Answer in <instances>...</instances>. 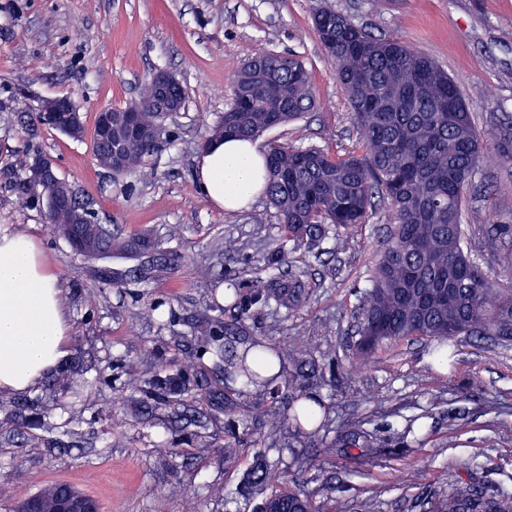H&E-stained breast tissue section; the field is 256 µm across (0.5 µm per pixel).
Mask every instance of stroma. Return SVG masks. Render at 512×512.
Returning a JSON list of instances; mask_svg holds the SVG:
<instances>
[{
  "mask_svg": "<svg viewBox=\"0 0 512 512\" xmlns=\"http://www.w3.org/2000/svg\"><path fill=\"white\" fill-rule=\"evenodd\" d=\"M322 6L435 60L458 83L479 131L512 115V0H0V226L34 236L58 271L69 347L88 368L77 381L55 370L30 391L0 393V512L55 483L90 495L101 512H260L264 497L248 484L262 462L287 471V488L312 493L326 512H427L457 480L512 490V347L458 338L440 365L430 360L433 341L393 340L339 388L318 383L330 428L368 419L380 425L381 450L364 464L327 457L320 467L298 468L285 451L300 441L291 428L279 449L240 448L228 459L223 419L207 420L200 436H190L167 412L146 410L135 391L159 358L198 354L210 363L195 306L223 290L222 272L241 282L253 276L244 262L218 261L217 244L234 238L256 258L280 234L266 198L221 212L197 189L198 144L229 106L243 62L261 51H290L312 71L313 111L266 132L260 146L277 140L341 156L363 152L313 29ZM158 71L183 81L186 105L166 120L157 154L136 173L112 178L93 156L96 115L137 98ZM48 97L75 102L83 139L45 126L28 135ZM31 147L93 199L100 223L125 236L153 233L182 255L181 265L146 285L101 282L99 270H131L136 259L79 256L51 231L42 206L18 201L8 183ZM468 196L470 251L489 268L490 225L512 224V168H483ZM393 222L378 207L344 250L306 257L319 288L294 312L256 313L252 334L299 337L306 359L323 368L324 350L347 354L359 305L351 291L369 288L376 250ZM400 435L406 447L397 455L392 442ZM411 470L418 475L412 484L405 480Z\"/></svg>",
  "mask_w": 512,
  "mask_h": 512,
  "instance_id": "obj_1",
  "label": "stroma"
}]
</instances>
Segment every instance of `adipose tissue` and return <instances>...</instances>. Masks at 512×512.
<instances>
[{
  "label": "adipose tissue",
  "instance_id": "ef3b65f1",
  "mask_svg": "<svg viewBox=\"0 0 512 512\" xmlns=\"http://www.w3.org/2000/svg\"><path fill=\"white\" fill-rule=\"evenodd\" d=\"M257 142L215 139L196 157L198 188L213 206L236 211L265 185ZM72 330L56 270L34 237L0 229V393L37 385L67 355Z\"/></svg>",
  "mask_w": 512,
  "mask_h": 512
}]
</instances>
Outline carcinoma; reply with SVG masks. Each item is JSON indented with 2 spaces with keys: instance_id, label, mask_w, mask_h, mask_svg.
Masks as SVG:
<instances>
[{
  "instance_id": "1",
  "label": "carcinoma",
  "mask_w": 512,
  "mask_h": 512,
  "mask_svg": "<svg viewBox=\"0 0 512 512\" xmlns=\"http://www.w3.org/2000/svg\"><path fill=\"white\" fill-rule=\"evenodd\" d=\"M336 80L344 87L352 120L365 153L340 157L317 146L296 147L271 142L265 152L264 193L281 224V234L265 248V264L256 267L248 285L227 281L224 299L237 310L230 319L209 315L213 299L201 303L196 328L208 337L209 353L224 363L223 380L239 385L242 396L262 387L283 409L250 405L230 398L231 388L212 380L209 369L190 363L181 370L192 385L177 389L169 377L155 372L152 396L164 403L188 397L224 413L226 448H249L261 442L277 445L282 431L292 426L306 439L303 448L289 449L298 467L316 465L321 452L339 455L346 448H371L376 433L358 422L347 424L325 448L316 435L325 428L329 409L313 394L318 374H270L283 363L293 366L302 356L294 340L284 350L269 347L253 336L238 350L235 336L248 333L253 310H294L313 293L302 258L324 251L323 244L339 230L365 224L374 204L386 205L395 224L380 247L372 287L364 292L357 315V339L349 365L370 358L384 343L411 337L443 346L463 336L497 341L512 337V278L502 282L472 257L462 224L465 192L485 162L484 137L474 126L455 81L424 55L396 37L376 36L341 12L328 7L313 15ZM157 86L146 84L139 97L115 109L112 119L134 111L138 123L150 127L160 119ZM314 107L311 74L293 54L261 52L247 59L233 80V103L212 129L211 138L252 141L264 132L300 118ZM495 160L512 163V120L494 129ZM158 144L115 129L112 146L93 142L98 165L110 169L109 154L122 159L123 173L136 171ZM57 216L50 225L84 257L114 252L142 258L133 277L147 283L159 270H173L181 256L148 233L121 237L108 224L91 219L67 223ZM495 263L512 273V225H492ZM289 270L288 279L268 278V269ZM291 508L319 512L313 497L300 489L280 490ZM434 512H512V493L491 485L459 481Z\"/></svg>"
}]
</instances>
